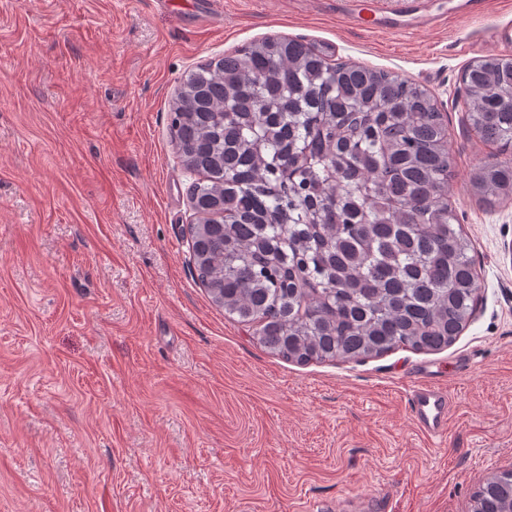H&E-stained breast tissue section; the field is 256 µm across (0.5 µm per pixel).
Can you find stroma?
Segmentation results:
<instances>
[{"label":"stroma","instance_id":"stroma-1","mask_svg":"<svg viewBox=\"0 0 512 512\" xmlns=\"http://www.w3.org/2000/svg\"><path fill=\"white\" fill-rule=\"evenodd\" d=\"M0 0V512H469L512 469V199L469 178L512 149L466 122L465 66L512 53V0ZM269 35L428 90L448 120L451 204L480 282L436 352L298 365L225 316L190 264L182 77ZM428 370L448 422L410 393ZM415 420L430 435L440 434L448 420V395L431 385L417 386L411 396Z\"/></svg>","mask_w":512,"mask_h":512}]
</instances>
